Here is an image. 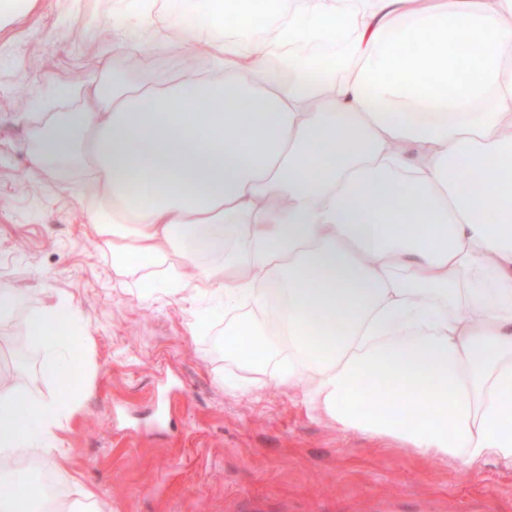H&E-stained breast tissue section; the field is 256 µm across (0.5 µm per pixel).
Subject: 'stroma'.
Listing matches in <instances>:
<instances>
[{"label":"stroma","instance_id":"1","mask_svg":"<svg viewBox=\"0 0 512 512\" xmlns=\"http://www.w3.org/2000/svg\"><path fill=\"white\" fill-rule=\"evenodd\" d=\"M112 2L42 0L0 32V286L21 297L0 320V381L55 395L20 327L65 303L86 376L48 465L66 501L88 490L96 512H512V471L495 460L424 456L336 425L307 385L281 380L288 341L252 305L235 321L266 330L269 358L225 355L222 310L188 289L148 298L117 277L79 181L31 168L35 99L120 53L97 35Z\"/></svg>","mask_w":512,"mask_h":512}]
</instances>
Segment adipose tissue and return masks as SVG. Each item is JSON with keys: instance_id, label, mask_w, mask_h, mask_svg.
Wrapping results in <instances>:
<instances>
[{"instance_id": "ef3b65f1", "label": "adipose tissue", "mask_w": 512, "mask_h": 512, "mask_svg": "<svg viewBox=\"0 0 512 512\" xmlns=\"http://www.w3.org/2000/svg\"><path fill=\"white\" fill-rule=\"evenodd\" d=\"M239 2L230 18L202 0L189 26L164 0H114L140 71L172 28L208 31L212 68L134 86L101 61L111 90L83 80L32 167L92 164L86 215L116 274L148 296L196 263L195 293L274 318L285 380L341 427L512 471V0ZM224 350L270 354L240 324Z\"/></svg>"}]
</instances>
